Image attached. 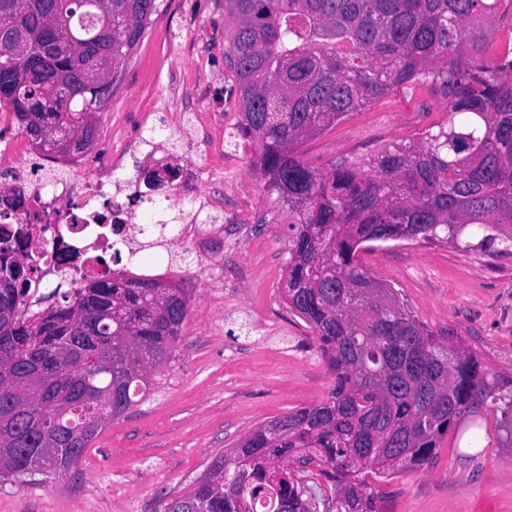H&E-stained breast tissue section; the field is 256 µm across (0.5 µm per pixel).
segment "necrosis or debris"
<instances>
[{
	"label": "necrosis or debris",
	"mask_w": 512,
	"mask_h": 512,
	"mask_svg": "<svg viewBox=\"0 0 512 512\" xmlns=\"http://www.w3.org/2000/svg\"><path fill=\"white\" fill-rule=\"evenodd\" d=\"M16 122L13 112L0 111V169L13 174L0 188V227L24 244L31 290L18 314L27 319L40 312L41 289L72 293L85 276L110 271L113 242H122L127 264H140L142 230L133 222V207L161 200L177 205L199 175L186 169L179 182L135 199L113 179L111 168L89 172L85 153L33 154Z\"/></svg>",
	"instance_id": "4bbe7bcc"
}]
</instances>
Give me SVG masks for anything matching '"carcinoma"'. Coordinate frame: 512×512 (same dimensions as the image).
<instances>
[{
    "instance_id": "obj_1",
    "label": "carcinoma",
    "mask_w": 512,
    "mask_h": 512,
    "mask_svg": "<svg viewBox=\"0 0 512 512\" xmlns=\"http://www.w3.org/2000/svg\"><path fill=\"white\" fill-rule=\"evenodd\" d=\"M0 11L31 57L0 56V87H18L7 109L20 120L84 128L116 82L47 84L71 67L60 51L46 58L41 37L53 21L30 0ZM61 0L56 37L112 53L123 72L157 0ZM232 37L224 53L238 85L243 130L259 150L267 188L288 211L293 235L282 296L315 334L334 375L326 400L274 421L256 450L242 440L215 457L189 494L165 512H243L268 491L276 512H311L288 459L314 464L335 482L338 512H379L356 475L391 478L431 461L439 439L477 401L492 398L512 416L507 392L464 348L439 341L387 284L357 262L366 242L501 241L512 253V0H225ZM426 82L446 99L448 124L321 174L297 152L304 140L394 90ZM0 278L17 277L0 250ZM0 290V480L65 475L110 419L144 396L153 368L175 352L188 313L187 289L112 271V280L64 297V305L21 320L29 290Z\"/></svg>"
}]
</instances>
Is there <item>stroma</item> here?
Instances as JSON below:
<instances>
[{
  "label": "stroma",
  "instance_id": "1",
  "mask_svg": "<svg viewBox=\"0 0 512 512\" xmlns=\"http://www.w3.org/2000/svg\"><path fill=\"white\" fill-rule=\"evenodd\" d=\"M224 0H161L99 113L90 164L121 153L113 176L151 164L145 141L203 174L198 194H223L220 249L198 259L177 240L149 250L191 299L170 361L145 397L109 421L69 474L0 482V512H164L191 492L214 456L257 426L322 402L334 377L309 325L282 298L288 215L242 137L241 101L224 53ZM431 87L400 89L303 142L317 172L446 124ZM358 260L394 288L434 336L479 358L488 379L512 380V255L442 242L388 241ZM383 512H512V422L485 402L445 434L431 462L391 478L366 473Z\"/></svg>",
  "mask_w": 512,
  "mask_h": 512
}]
</instances>
